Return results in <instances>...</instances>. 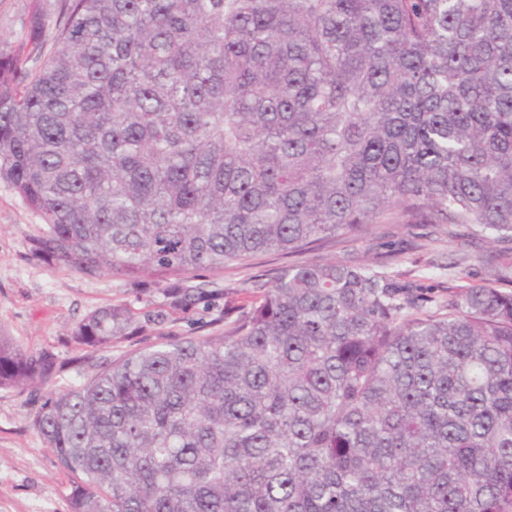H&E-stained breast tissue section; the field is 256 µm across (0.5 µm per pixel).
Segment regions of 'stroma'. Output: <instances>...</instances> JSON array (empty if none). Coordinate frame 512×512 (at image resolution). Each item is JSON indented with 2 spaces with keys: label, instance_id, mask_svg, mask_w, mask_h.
I'll return each mask as SVG.
<instances>
[{
  "label": "stroma",
  "instance_id": "1",
  "mask_svg": "<svg viewBox=\"0 0 512 512\" xmlns=\"http://www.w3.org/2000/svg\"><path fill=\"white\" fill-rule=\"evenodd\" d=\"M32 0H0V53L13 52L26 34ZM40 223L9 181L0 179V335L22 348L51 350L61 368L47 384L24 391L0 389V512H70L71 475L59 464L33 424L49 393L82 384L125 352L159 341L161 335L219 333L220 307L195 306L172 312L156 331H136L102 350L77 346L74 328L96 309L143 301L161 305L163 297L151 276L123 283L102 273L89 276L31 256L30 240ZM489 244H471L466 227L447 231L428 224H385L371 240L327 250L326 258L360 259L377 271L401 274L436 296H444L452 264L463 254L490 253ZM281 252L257 254L247 266L224 271L200 270L196 282L223 292L226 304L240 307L256 275L288 265Z\"/></svg>",
  "mask_w": 512,
  "mask_h": 512
}]
</instances>
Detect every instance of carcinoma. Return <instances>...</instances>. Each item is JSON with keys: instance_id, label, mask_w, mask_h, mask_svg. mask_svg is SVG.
<instances>
[{"instance_id": "1", "label": "carcinoma", "mask_w": 512, "mask_h": 512, "mask_svg": "<svg viewBox=\"0 0 512 512\" xmlns=\"http://www.w3.org/2000/svg\"><path fill=\"white\" fill-rule=\"evenodd\" d=\"M46 2L0 54V177L43 258L149 271L184 309L222 296L196 270L375 224L505 244L455 262L443 299L305 258L224 331L50 395L34 425L71 512H512V0ZM472 260L495 283H467ZM134 323L108 305L73 339ZM60 367L0 336V389Z\"/></svg>"}]
</instances>
